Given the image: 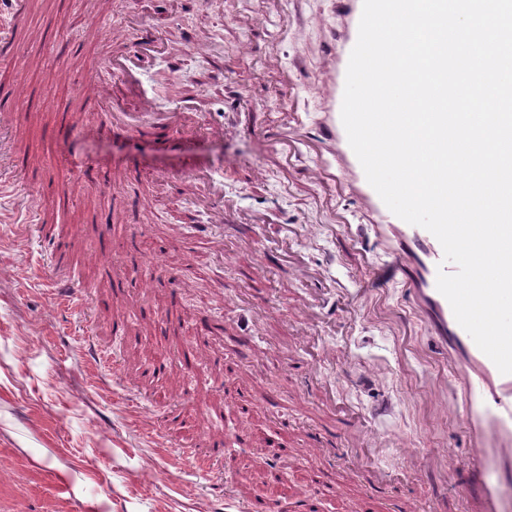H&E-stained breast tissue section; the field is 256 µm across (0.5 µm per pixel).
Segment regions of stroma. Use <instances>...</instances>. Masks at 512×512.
<instances>
[{
	"label": "stroma",
	"mask_w": 512,
	"mask_h": 512,
	"mask_svg": "<svg viewBox=\"0 0 512 512\" xmlns=\"http://www.w3.org/2000/svg\"><path fill=\"white\" fill-rule=\"evenodd\" d=\"M21 9L12 41L27 62L18 73L0 64V92L17 79L25 87L5 115L1 155L17 187L0 196V512H225L181 445L216 438L213 419L241 397L250 440L223 472L243 492L303 488L305 448L320 435L332 448L319 467L347 479L343 501L325 499L322 512H354L366 496L384 512H470L456 417L465 395L434 363L406 281L373 278L387 244L351 192L319 180L320 153L288 162L263 135L280 125L316 134L328 30L345 25L334 0H22ZM149 25L163 41L128 81L105 60L108 40ZM287 74L295 93L284 109L276 92ZM100 80L111 96L86 102L84 86ZM144 102L154 116L143 132L109 131L113 109L135 124ZM69 120L88 133L61 136ZM213 183L233 222L198 206ZM20 199L40 213L27 234ZM105 218L112 237L101 257ZM49 235L68 274L90 283L87 306L54 298ZM153 260L167 278L150 280ZM204 315L205 329L195 324ZM189 347L210 358L187 392ZM177 397L181 416L159 444L152 429ZM437 397L448 419L433 414ZM402 438L447 455V467L409 464ZM270 462L283 479L264 486Z\"/></svg>",
	"instance_id": "1"
}]
</instances>
